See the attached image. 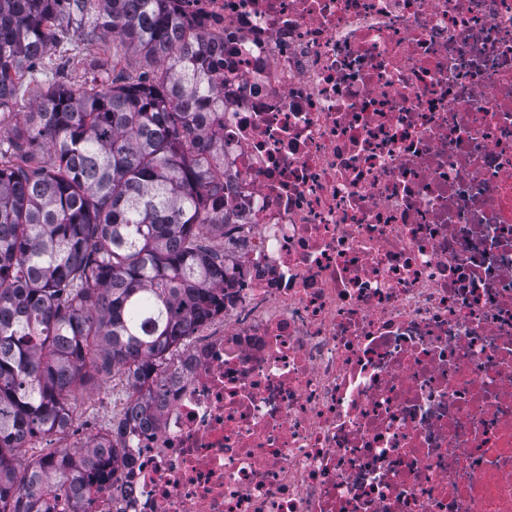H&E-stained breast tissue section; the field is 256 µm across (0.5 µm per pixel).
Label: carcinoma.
Here are the masks:
<instances>
[{
	"label": "carcinoma",
	"mask_w": 512,
	"mask_h": 512,
	"mask_svg": "<svg viewBox=\"0 0 512 512\" xmlns=\"http://www.w3.org/2000/svg\"><path fill=\"white\" fill-rule=\"evenodd\" d=\"M172 0H0V112L64 29L112 36L80 84L49 71L35 111L0 131V512L81 495L100 452L59 447L87 382L163 386L173 346L224 307V180L209 164L224 104L209 40Z\"/></svg>",
	"instance_id": "obj_1"
}]
</instances>
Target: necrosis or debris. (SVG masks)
<instances>
[{
	"label": "necrosis or debris",
	"mask_w": 512,
	"mask_h": 512,
	"mask_svg": "<svg viewBox=\"0 0 512 512\" xmlns=\"http://www.w3.org/2000/svg\"><path fill=\"white\" fill-rule=\"evenodd\" d=\"M173 7L224 53V308L88 512H512V0Z\"/></svg>",
	"instance_id": "obj_1"
}]
</instances>
